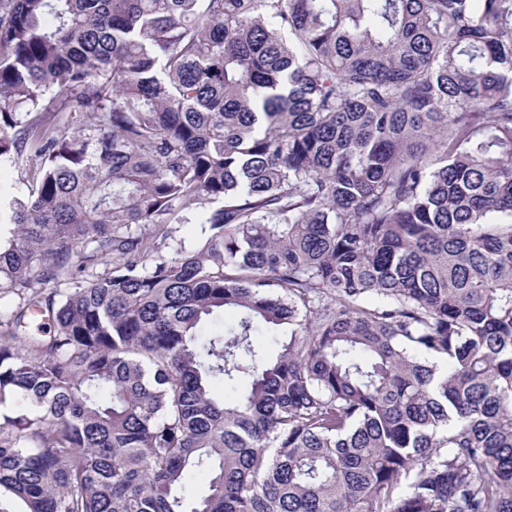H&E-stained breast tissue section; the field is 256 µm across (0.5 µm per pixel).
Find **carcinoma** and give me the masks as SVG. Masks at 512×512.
Masks as SVG:
<instances>
[{
    "label": "carcinoma",
    "mask_w": 512,
    "mask_h": 512,
    "mask_svg": "<svg viewBox=\"0 0 512 512\" xmlns=\"http://www.w3.org/2000/svg\"><path fill=\"white\" fill-rule=\"evenodd\" d=\"M16 167L0 498L512 512V0H0Z\"/></svg>",
    "instance_id": "carcinoma-1"
}]
</instances>
